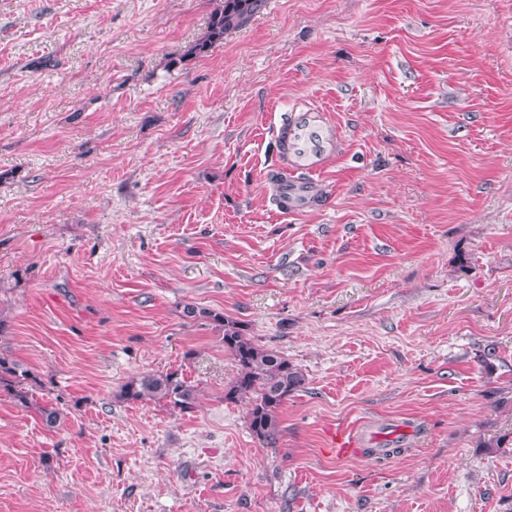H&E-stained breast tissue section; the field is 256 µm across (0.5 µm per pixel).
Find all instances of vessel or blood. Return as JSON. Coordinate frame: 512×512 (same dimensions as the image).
I'll return each instance as SVG.
<instances>
[{"label":"vessel or blood","mask_w":512,"mask_h":512,"mask_svg":"<svg viewBox=\"0 0 512 512\" xmlns=\"http://www.w3.org/2000/svg\"><path fill=\"white\" fill-rule=\"evenodd\" d=\"M276 138L293 171L292 177L275 185L279 211L293 215L317 208L322 186L316 175L341 148L333 120L317 107L296 106L278 126Z\"/></svg>","instance_id":"vessel-or-blood-1"}]
</instances>
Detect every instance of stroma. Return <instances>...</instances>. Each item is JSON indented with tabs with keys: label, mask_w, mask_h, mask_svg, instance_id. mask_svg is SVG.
<instances>
[{
	"label": "stroma",
	"mask_w": 512,
	"mask_h": 512,
	"mask_svg": "<svg viewBox=\"0 0 512 512\" xmlns=\"http://www.w3.org/2000/svg\"><path fill=\"white\" fill-rule=\"evenodd\" d=\"M218 3L0 0V512H512V0H264L187 56ZM300 104L342 146L287 216ZM188 305L304 372L276 447ZM174 371L194 411L119 397ZM37 385V377L10 351L0 349V390H4L19 405L30 404L29 387Z\"/></svg>",
	"instance_id": "1"
}]
</instances>
